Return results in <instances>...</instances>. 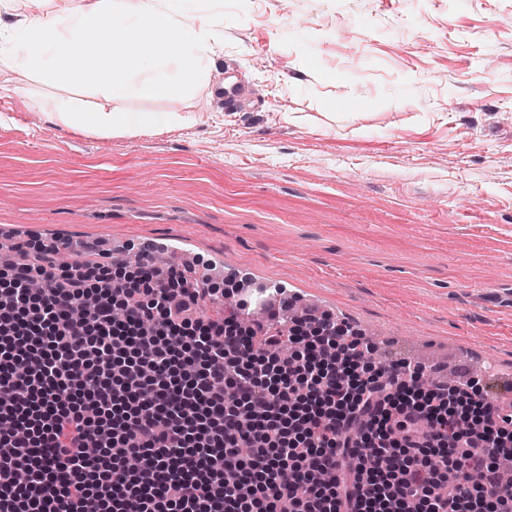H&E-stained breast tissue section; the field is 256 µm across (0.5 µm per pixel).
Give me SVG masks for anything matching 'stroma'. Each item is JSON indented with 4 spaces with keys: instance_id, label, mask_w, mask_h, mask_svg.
I'll list each match as a JSON object with an SVG mask.
<instances>
[{
    "instance_id": "stroma-1",
    "label": "stroma",
    "mask_w": 512,
    "mask_h": 512,
    "mask_svg": "<svg viewBox=\"0 0 512 512\" xmlns=\"http://www.w3.org/2000/svg\"><path fill=\"white\" fill-rule=\"evenodd\" d=\"M166 4L211 18L212 79L236 64L264 111L201 115V91L161 105L197 113L190 127L86 136L27 108L52 86L0 71L7 258L181 246L336 315L372 365L409 359L451 386L468 369L512 407V0Z\"/></svg>"
}]
</instances>
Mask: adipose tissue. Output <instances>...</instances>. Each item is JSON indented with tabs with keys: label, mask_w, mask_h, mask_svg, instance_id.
<instances>
[{
	"label": "adipose tissue",
	"mask_w": 512,
	"mask_h": 512,
	"mask_svg": "<svg viewBox=\"0 0 512 512\" xmlns=\"http://www.w3.org/2000/svg\"><path fill=\"white\" fill-rule=\"evenodd\" d=\"M151 32L137 42L142 32ZM217 33L211 20L175 17L156 0H52L23 31L17 49L0 50V68L27 70L43 83L97 91L106 103L32 96L30 109L59 126L124 137L192 125L190 112L135 111L131 99L180 101L209 83Z\"/></svg>",
	"instance_id": "adipose-tissue-1"
}]
</instances>
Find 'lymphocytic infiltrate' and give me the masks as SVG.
<instances>
[{
	"instance_id": "obj_1",
	"label": "lymphocytic infiltrate",
	"mask_w": 512,
	"mask_h": 512,
	"mask_svg": "<svg viewBox=\"0 0 512 512\" xmlns=\"http://www.w3.org/2000/svg\"><path fill=\"white\" fill-rule=\"evenodd\" d=\"M58 246L0 269V512H512V414L372 367L346 323L204 318L211 288Z\"/></svg>"
}]
</instances>
